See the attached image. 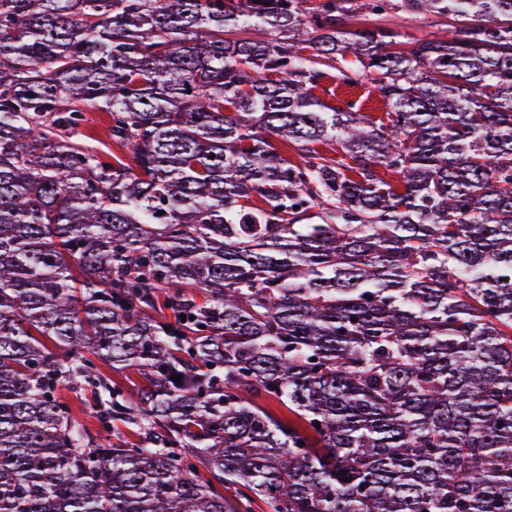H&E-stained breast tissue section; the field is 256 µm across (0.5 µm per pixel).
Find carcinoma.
I'll return each mask as SVG.
<instances>
[{"instance_id": "obj_1", "label": "carcinoma", "mask_w": 512, "mask_h": 512, "mask_svg": "<svg viewBox=\"0 0 512 512\" xmlns=\"http://www.w3.org/2000/svg\"><path fill=\"white\" fill-rule=\"evenodd\" d=\"M406 2L0 0V512H512V0ZM398 3L395 9H389L381 15L366 17L357 16L347 22L353 28L363 26H381L401 32L406 39L431 38L435 34H441L448 26V18L440 15H417L408 10L403 1ZM318 68L325 76L315 92L328 105L344 111H359L375 120L388 112L389 108L380 101L370 80L349 85L340 79L336 69L321 65ZM87 121L84 124V129L90 137L86 139V144L107 150L112 149V139L108 133L109 118L105 112H85ZM63 395L69 399L74 415L91 431H95L97 421L92 407L83 400L80 392L75 393L71 389H63Z\"/></svg>"}]
</instances>
